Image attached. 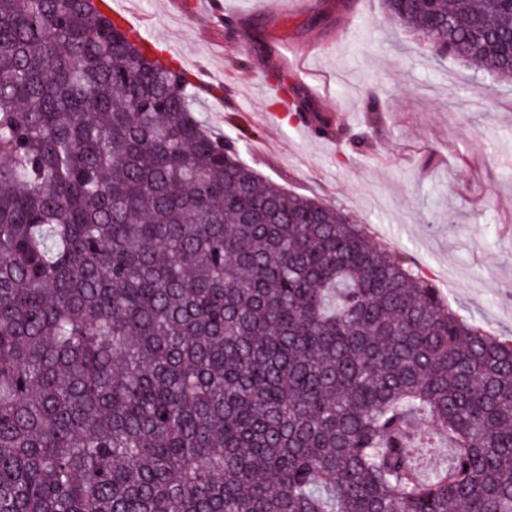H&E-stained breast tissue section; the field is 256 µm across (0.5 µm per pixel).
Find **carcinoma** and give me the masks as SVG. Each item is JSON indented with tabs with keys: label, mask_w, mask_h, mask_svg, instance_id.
<instances>
[{
	"label": "carcinoma",
	"mask_w": 512,
	"mask_h": 512,
	"mask_svg": "<svg viewBox=\"0 0 512 512\" xmlns=\"http://www.w3.org/2000/svg\"><path fill=\"white\" fill-rule=\"evenodd\" d=\"M382 7L512 81V0ZM190 84L94 0H0V512H512V339Z\"/></svg>",
	"instance_id": "1"
}]
</instances>
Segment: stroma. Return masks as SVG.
I'll use <instances>...</instances> for the list:
<instances>
[{
  "instance_id": "obj_1",
  "label": "stroma",
  "mask_w": 512,
  "mask_h": 512,
  "mask_svg": "<svg viewBox=\"0 0 512 512\" xmlns=\"http://www.w3.org/2000/svg\"><path fill=\"white\" fill-rule=\"evenodd\" d=\"M116 7L181 61L198 89L199 118L239 138L242 160L262 178L349 213L374 241L415 258L457 314L512 334L511 83L488 90L464 62L433 60L416 35L383 22L381 0ZM289 52L306 83L281 66ZM280 82L329 114L340 140L289 119L273 89ZM312 83L334 110L310 94ZM233 112L250 113V124L228 121Z\"/></svg>"
}]
</instances>
